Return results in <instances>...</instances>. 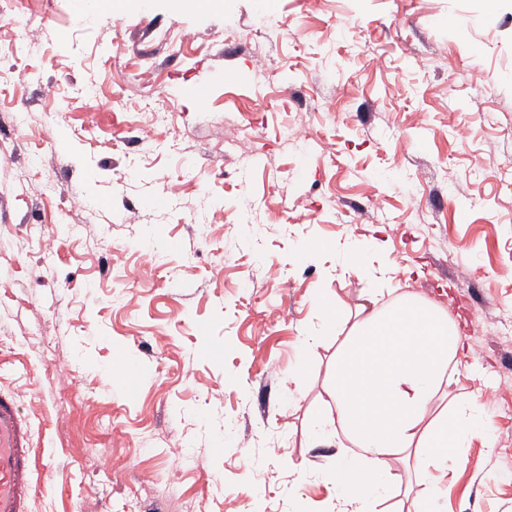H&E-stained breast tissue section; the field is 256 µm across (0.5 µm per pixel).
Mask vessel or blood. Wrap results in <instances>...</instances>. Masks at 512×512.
Returning <instances> with one entry per match:
<instances>
[{
	"label": "vessel or blood",
	"mask_w": 512,
	"mask_h": 512,
	"mask_svg": "<svg viewBox=\"0 0 512 512\" xmlns=\"http://www.w3.org/2000/svg\"><path fill=\"white\" fill-rule=\"evenodd\" d=\"M35 455L15 394L0 392V512H32Z\"/></svg>",
	"instance_id": "1"
}]
</instances>
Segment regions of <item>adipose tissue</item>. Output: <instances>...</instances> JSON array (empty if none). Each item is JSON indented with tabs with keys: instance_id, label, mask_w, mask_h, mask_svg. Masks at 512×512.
<instances>
[{
	"instance_id": "ef3b65f1",
	"label": "adipose tissue",
	"mask_w": 512,
	"mask_h": 512,
	"mask_svg": "<svg viewBox=\"0 0 512 512\" xmlns=\"http://www.w3.org/2000/svg\"><path fill=\"white\" fill-rule=\"evenodd\" d=\"M317 304L326 330L342 337L325 388L331 409L319 415L355 447L327 475L342 492V512H378L379 486L392 480L398 458L430 479L414 512H443V482L460 466L461 448L483 431V404H448L451 363L464 350L458 324L409 293L389 306L373 297L359 303L350 324L325 298Z\"/></svg>"
}]
</instances>
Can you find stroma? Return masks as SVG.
<instances>
[{"mask_svg": "<svg viewBox=\"0 0 512 512\" xmlns=\"http://www.w3.org/2000/svg\"><path fill=\"white\" fill-rule=\"evenodd\" d=\"M315 2L132 0L115 24L25 0L40 48L0 93V389L31 430L33 512H336L340 450L306 441L337 346L313 298L349 320L396 288L462 323L451 391L485 405L445 512H512V393L489 400L512 389V0ZM157 100L173 131L139 144ZM392 468L388 512H412L427 480Z\"/></svg>", "mask_w": 512, "mask_h": 512, "instance_id": "1", "label": "stroma"}]
</instances>
